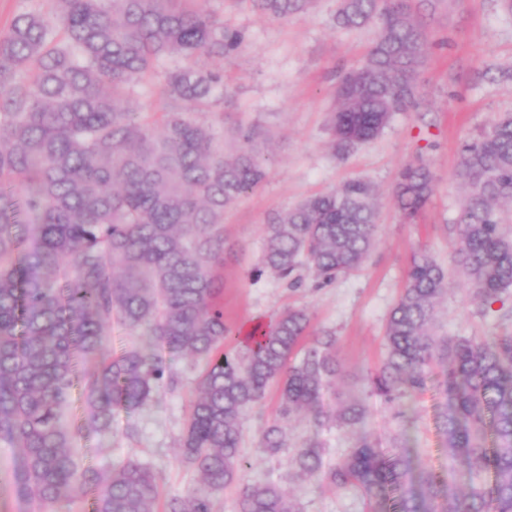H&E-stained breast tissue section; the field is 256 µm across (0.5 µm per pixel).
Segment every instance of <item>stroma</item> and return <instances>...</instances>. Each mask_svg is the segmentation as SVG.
<instances>
[{
  "label": "stroma",
  "mask_w": 512,
  "mask_h": 512,
  "mask_svg": "<svg viewBox=\"0 0 512 512\" xmlns=\"http://www.w3.org/2000/svg\"><path fill=\"white\" fill-rule=\"evenodd\" d=\"M336 6V0H315L307 14L284 21L242 0L208 2L209 9L245 37L234 57L217 63L224 71V125L259 124L268 132L259 145L268 168L266 181L224 212V235L236 248L224 265V319L240 329L290 308L305 310L312 330L336 336L342 367L337 392L358 394L368 409V428L386 437L401 423L370 394L366 378L382 360L386 321L414 252H429L448 273V291L437 308L439 333L488 339L512 332V294L487 306L459 286L453 271L457 237L448 230L464 197L454 176L462 144L499 115L512 112V80L499 75L512 69V13L497 0H445L433 8L418 0L431 42L420 75V106L395 113L378 137L341 157L331 151L329 134L336 75L361 63L376 30L337 28ZM418 160L431 166L436 184L416 223L409 224L394 206L391 191L400 169ZM352 178L370 181L378 192L376 245L364 265L329 284L320 283L308 269L296 288L269 273L253 279L270 216ZM175 368L177 383L160 388L134 414L117 412L111 435L82 429L81 398H74L70 407L73 423L81 427L73 451L84 465L102 470L135 457L151 466L160 490L154 512H165L171 498L206 490L179 448L189 406L198 395L200 366L186 359ZM437 402L433 386L417 394L407 429L422 462L442 472L448 459ZM278 405L277 392H270L243 425L242 451L250 462L243 482L277 483L298 500L302 512H369L357 489H331L318 477L296 476L286 457L262 452L259 430L276 417ZM19 460V449L0 443V512H38L15 491Z\"/></svg>",
  "instance_id": "35a3bbf8"
}]
</instances>
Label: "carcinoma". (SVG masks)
<instances>
[{
    "label": "carcinoma",
    "instance_id": "cac0c4a2",
    "mask_svg": "<svg viewBox=\"0 0 512 512\" xmlns=\"http://www.w3.org/2000/svg\"><path fill=\"white\" fill-rule=\"evenodd\" d=\"M55 19L17 16L0 35V442L21 449L19 497L56 512L79 492L91 512H153L158 486L149 464L128 458L105 471H79L64 410L80 389L90 427L112 433V418L141 409L175 380L172 362L204 363L181 451L209 489L170 499L167 512H213L211 494L241 481L243 420L280 392L276 419L259 447L278 458L285 424L309 414L312 435L288 464L352 486L377 512H512V334L481 340L436 331L447 273L414 254L385 331V358L367 378L370 393L406 417L428 369L442 368L440 431L448 468L422 466L413 449L366 429L355 395L334 406L336 336H309L302 310L248 332L224 323V210L258 189L266 167L253 150L255 125L224 130L223 115L187 112L223 105L224 71L207 67L243 46L240 31L207 0H52ZM278 20L314 0H246ZM336 26L373 25L363 64L341 72L331 144L340 156L377 137L396 112L419 105L428 47L412 0H340ZM164 58L176 65L158 70ZM160 79L167 110L130 112L124 100ZM236 144L224 153V140ZM456 177L465 189L454 263L477 301L512 292V113L464 142ZM423 161L406 165L392 199L407 218L433 194ZM373 185L350 179L336 190L277 212L264 225L253 273L291 287L311 268L324 283L359 269L376 242ZM118 323L141 336L112 354ZM93 371L77 378L74 358ZM343 426L356 440L325 464L319 431ZM232 512H300L273 482L240 486Z\"/></svg>",
    "mask_w": 512,
    "mask_h": 512
}]
</instances>
